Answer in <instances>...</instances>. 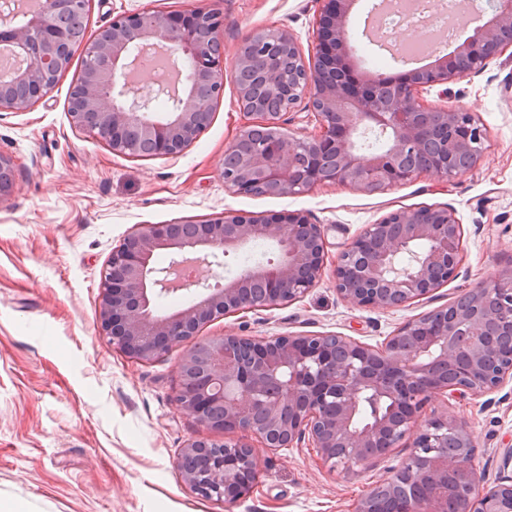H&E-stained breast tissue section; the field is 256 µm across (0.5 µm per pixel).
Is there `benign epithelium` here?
<instances>
[{"label": "benign epithelium", "instance_id": "7a95c632", "mask_svg": "<svg viewBox=\"0 0 512 512\" xmlns=\"http://www.w3.org/2000/svg\"><path fill=\"white\" fill-rule=\"evenodd\" d=\"M319 2L311 58L288 30L264 28L244 39L229 76L218 39L224 18L203 6L118 15L88 39L68 16L89 0H48L47 9H26L18 0L15 11L0 15V37L19 59L10 80L0 83V110H24L42 98L78 51L97 66L71 89V122L97 138L105 134L112 151L125 155L140 146L152 156L181 155L209 126L232 78L247 125L226 151L222 176L237 194H299L323 183L376 192L422 172L448 178L470 170L483 152V128L473 114L428 107L419 94L512 50V0H486L490 14L471 0L469 12L482 24L435 65L370 77L355 69L345 38L355 0ZM171 44L188 63V87L179 89L174 79L154 88L138 81L135 72L149 53L179 72L167 52ZM160 92L173 96L175 111L152 119L148 107ZM304 99L315 129L288 136L281 117ZM256 127L273 133L230 162ZM371 133L385 137L381 148L360 145ZM13 174L11 159L0 154V201L12 192ZM327 231L300 211H226L187 226L142 224L101 271V333L114 349L147 362L218 318L295 301L322 276ZM463 235L446 207L392 211L342 246L333 269L336 292L354 307L378 310L430 299L457 277ZM256 241L275 242L278 259L211 282L209 269L222 265L213 259ZM161 250L171 261L157 268ZM178 291L191 295L187 305L154 314L155 299ZM180 372L176 407L210 435L188 440L175 466L203 498L234 503L249 494L259 447L306 442L329 468L352 470L407 443L408 456L353 512H381L392 498V512H512V448L503 453L500 476L481 487L478 445L465 422L444 413L416 427L435 399L491 394L512 382V267L406 321L376 346L338 334H226L189 349ZM367 399L381 408L362 421Z\"/></svg>", "mask_w": 512, "mask_h": 512}]
</instances>
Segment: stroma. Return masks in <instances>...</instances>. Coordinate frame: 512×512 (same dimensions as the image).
Here are the masks:
<instances>
[{"label": "stroma", "instance_id": "35a3bbf8", "mask_svg": "<svg viewBox=\"0 0 512 512\" xmlns=\"http://www.w3.org/2000/svg\"><path fill=\"white\" fill-rule=\"evenodd\" d=\"M199 4L224 16L226 71H233L242 40L259 28L288 29L303 54L312 52L317 0H91L86 33L95 35L120 14ZM370 10L363 5L350 18L356 69L398 75L388 52L362 35ZM81 61L74 54L50 92L27 109L0 111V154L15 169L13 190L0 200V499L23 502L28 512H352L405 449L346 472L330 470L305 447L262 448L252 492L231 504L185 486L176 455L188 439L207 433L173 401L188 345L149 363L113 349L97 319L100 272L141 224L201 221L227 210L302 211L329 225L333 258L391 211L454 210L464 253L457 278L433 299L392 311L357 308L340 298L327 269L302 298L216 320L190 343L227 333H335L380 344L407 320L512 266V57L449 84L447 95L435 87L420 95L433 107L465 109L484 126L482 156L468 173H426L372 193L326 185L263 196L233 193L221 175L224 154L246 125L233 81H226L209 127L182 155H124L71 123L68 98ZM431 408L469 424L479 466L494 481L504 450L512 448V384L489 395L436 400Z\"/></svg>", "mask_w": 512, "mask_h": 512}]
</instances>
